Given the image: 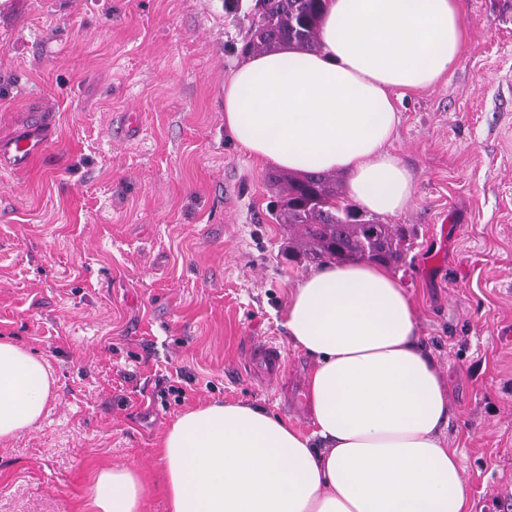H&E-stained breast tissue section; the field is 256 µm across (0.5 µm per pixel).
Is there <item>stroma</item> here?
Wrapping results in <instances>:
<instances>
[{"instance_id":"stroma-1","label":"stroma","mask_w":512,"mask_h":512,"mask_svg":"<svg viewBox=\"0 0 512 512\" xmlns=\"http://www.w3.org/2000/svg\"><path fill=\"white\" fill-rule=\"evenodd\" d=\"M255 3L0 0V144L46 139L0 168V337L56 379L40 424L0 444V512H91L119 465L143 512H168L159 438L209 400L310 430L311 361L283 326L310 264L273 217L274 167L224 129ZM462 3L457 65L396 101L415 193L394 273L448 387L468 512H512V0ZM46 140L39 136H22L7 148L0 145V167L24 170L36 157L43 154Z\"/></svg>"}]
</instances>
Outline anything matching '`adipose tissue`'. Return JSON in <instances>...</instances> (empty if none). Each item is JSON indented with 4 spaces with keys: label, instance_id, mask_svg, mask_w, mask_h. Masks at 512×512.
<instances>
[{
    "label": "adipose tissue",
    "instance_id": "ef3b65f1",
    "mask_svg": "<svg viewBox=\"0 0 512 512\" xmlns=\"http://www.w3.org/2000/svg\"><path fill=\"white\" fill-rule=\"evenodd\" d=\"M462 0H327L319 48L248 56L224 79V127L264 164L343 173L349 198L403 213L410 172L389 144L395 93L425 90L457 63ZM284 325L313 367L314 429L263 407L212 401L165 430L169 512H467L444 429L448 388L419 343L417 313L387 265L329 260L288 294ZM48 364L0 340V442L38 423L54 392ZM138 471L102 470L93 512H142Z\"/></svg>",
    "mask_w": 512,
    "mask_h": 512
}]
</instances>
